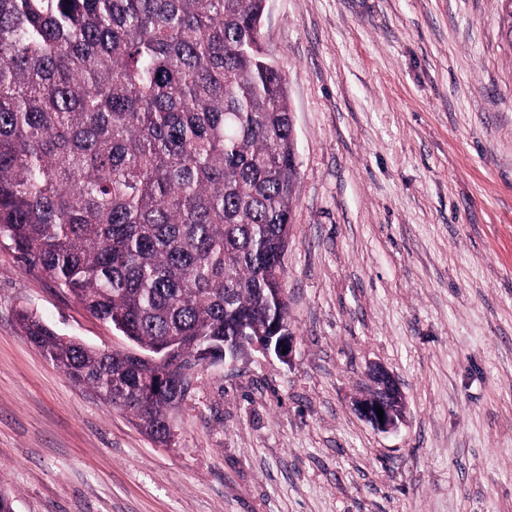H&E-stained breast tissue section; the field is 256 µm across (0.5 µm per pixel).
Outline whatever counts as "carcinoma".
<instances>
[{"mask_svg": "<svg viewBox=\"0 0 512 512\" xmlns=\"http://www.w3.org/2000/svg\"><path fill=\"white\" fill-rule=\"evenodd\" d=\"M265 0H0V246L136 345L24 335L159 444L197 350L272 335L297 181Z\"/></svg>", "mask_w": 512, "mask_h": 512, "instance_id": "cac0c4a2", "label": "carcinoma"}]
</instances>
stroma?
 I'll return each instance as SVG.
<instances>
[{"instance_id":"stroma-1","label":"stroma","mask_w":512,"mask_h":512,"mask_svg":"<svg viewBox=\"0 0 512 512\" xmlns=\"http://www.w3.org/2000/svg\"><path fill=\"white\" fill-rule=\"evenodd\" d=\"M502 0H270L298 162L288 360L198 370L161 446L20 331L122 333L0 247L14 512H512V35ZM406 398L354 410L372 365ZM368 376L372 391L356 402L355 411L376 430H391L401 416L394 406V402L402 395L400 384L393 374L380 365L371 367ZM378 408L384 411L383 423H380L377 416Z\"/></svg>"}]
</instances>
